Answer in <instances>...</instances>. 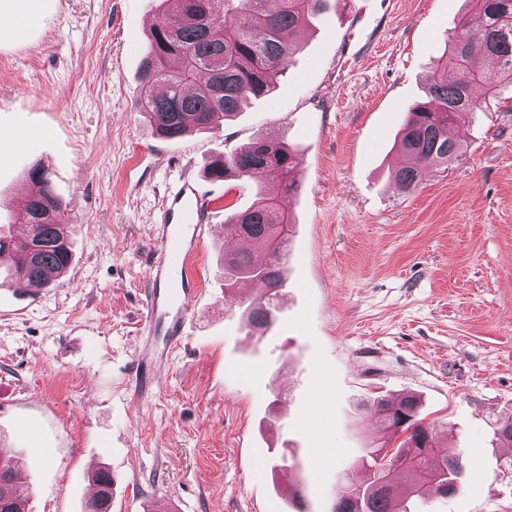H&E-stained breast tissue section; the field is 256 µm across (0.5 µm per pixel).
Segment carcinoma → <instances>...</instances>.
<instances>
[{
  "label": "carcinoma",
  "mask_w": 512,
  "mask_h": 512,
  "mask_svg": "<svg viewBox=\"0 0 512 512\" xmlns=\"http://www.w3.org/2000/svg\"><path fill=\"white\" fill-rule=\"evenodd\" d=\"M335 0H160L156 22L140 62L138 112L156 136L176 140L191 129L215 127L234 117L250 98L268 88L269 78L284 70L296 49L294 35L304 22L327 10ZM472 10L460 16L461 34L450 40L446 58L429 78L427 100L411 107L400 130L405 158L394 172L403 192L414 190L425 176L420 162L446 164L462 153L453 128L480 111L474 92L493 98L512 85V0H468ZM176 16L177 24L169 22ZM470 72V78L463 77ZM296 153L282 140L260 136L218 161L212 174L253 177L265 172L297 187ZM20 223L39 239L38 250L22 248V240L0 234V272L10 277L56 283L72 262L67 206L55 194L47 169L36 164L27 172ZM291 220L272 194L260 193L245 210L224 224V239L248 235L250 251L224 253V286L243 280L264 285L263 292L242 310L253 327L274 322L269 301L284 282ZM370 415L391 435H405L394 448H371L362 455L366 479L344 490L332 512H410L408 501L433 492L454 491L464 475L463 463L418 418L414 395L375 397L365 403ZM17 462L0 449V512H25L12 491ZM99 496L86 512H107L113 480L100 479Z\"/></svg>",
  "instance_id": "carcinoma-1"
}]
</instances>
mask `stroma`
<instances>
[{
	"label": "stroma",
	"instance_id": "35a3bbf8",
	"mask_svg": "<svg viewBox=\"0 0 512 512\" xmlns=\"http://www.w3.org/2000/svg\"><path fill=\"white\" fill-rule=\"evenodd\" d=\"M0 0V219L25 173L48 168L67 206L73 257L33 301L0 280V448L26 475L30 512H84L88 470L114 486L110 512H287L280 470L258 466L261 435L299 462L332 512L363 478L361 450L385 433L362 399L412 393L466 473L419 512H512V91L457 134L462 155L426 163L408 193L392 179L397 135L423 101L430 68L456 35L466 0H338L304 25L273 88L239 116L176 141L137 112L154 0H36L22 33ZM43 132L40 141L22 133ZM265 135L301 157L287 203L286 302L265 334L224 299L223 233L194 258L203 292L192 336L150 398H137L152 228L180 179H197L217 223L276 179L204 168Z\"/></svg>",
	"mask_w": 512,
	"mask_h": 512
}]
</instances>
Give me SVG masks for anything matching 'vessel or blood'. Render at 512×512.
I'll return each instance as SVG.
<instances>
[{
    "mask_svg": "<svg viewBox=\"0 0 512 512\" xmlns=\"http://www.w3.org/2000/svg\"><path fill=\"white\" fill-rule=\"evenodd\" d=\"M212 213L210 200L195 181L185 179L169 193L153 229L159 248L149 267L143 351L137 358L140 397H148L169 372L174 353L188 336L192 309L200 296L191 258L215 232Z\"/></svg>",
    "mask_w": 512,
    "mask_h": 512,
    "instance_id": "1",
    "label": "vessel or blood"
}]
</instances>
